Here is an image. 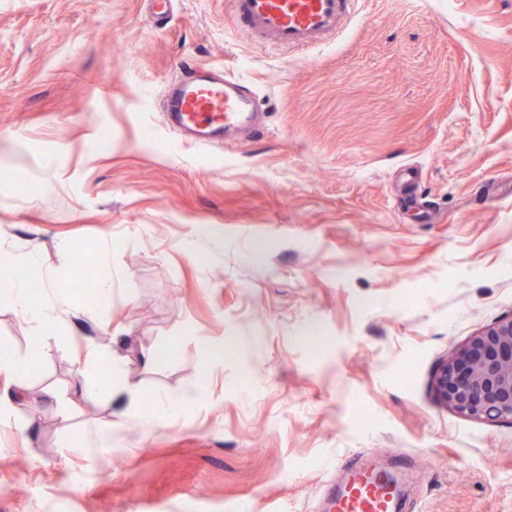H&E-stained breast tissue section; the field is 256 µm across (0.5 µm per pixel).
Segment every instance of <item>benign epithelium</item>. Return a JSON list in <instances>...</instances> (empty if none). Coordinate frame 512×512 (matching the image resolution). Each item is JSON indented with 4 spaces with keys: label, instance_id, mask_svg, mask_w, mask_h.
I'll use <instances>...</instances> for the list:
<instances>
[{
    "label": "benign epithelium",
    "instance_id": "1",
    "mask_svg": "<svg viewBox=\"0 0 512 512\" xmlns=\"http://www.w3.org/2000/svg\"><path fill=\"white\" fill-rule=\"evenodd\" d=\"M438 400L472 419H512V314L453 349L434 377Z\"/></svg>",
    "mask_w": 512,
    "mask_h": 512
}]
</instances>
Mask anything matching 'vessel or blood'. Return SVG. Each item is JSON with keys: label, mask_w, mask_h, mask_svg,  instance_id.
Instances as JSON below:
<instances>
[{"label": "vessel or blood", "mask_w": 512, "mask_h": 512, "mask_svg": "<svg viewBox=\"0 0 512 512\" xmlns=\"http://www.w3.org/2000/svg\"><path fill=\"white\" fill-rule=\"evenodd\" d=\"M238 27L257 41L285 50L325 46L351 18L354 0H226ZM181 78L163 95L167 123L202 148L233 141L256 130L262 102L257 89L223 67L183 63ZM404 465L384 464L365 454L336 469L328 490L331 512H397Z\"/></svg>", "instance_id": "vessel-or-blood-1"}]
</instances>
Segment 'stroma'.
<instances>
[{"label":"stroma","mask_w":512,"mask_h":512,"mask_svg":"<svg viewBox=\"0 0 512 512\" xmlns=\"http://www.w3.org/2000/svg\"><path fill=\"white\" fill-rule=\"evenodd\" d=\"M186 61L248 78L265 129L218 149L167 129ZM0 242L67 302L39 337L0 291L32 396L0 412V512H321L360 451L409 455L406 512H512V420L433 389L512 314V0H358L298 52L252 42L225 0L167 22L146 0H0ZM82 260L111 285L92 309ZM109 351L140 411L206 397L77 456L120 411ZM204 382L198 383L196 386L184 391L174 398L159 399L157 402V410L159 413L152 415L147 420V425H153L160 422L171 407L181 405L187 402H195L202 394Z\"/></svg>","instance_id":"35a3bbf8"}]
</instances>
